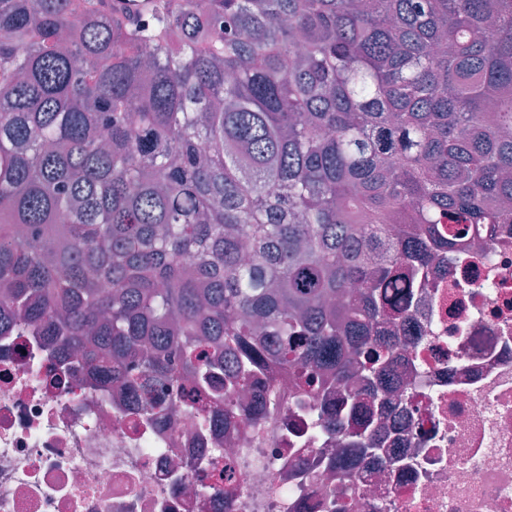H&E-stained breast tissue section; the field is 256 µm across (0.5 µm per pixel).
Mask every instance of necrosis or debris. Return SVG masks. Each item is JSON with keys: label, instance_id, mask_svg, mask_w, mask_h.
Here are the masks:
<instances>
[{"label": "necrosis or debris", "instance_id": "1", "mask_svg": "<svg viewBox=\"0 0 512 512\" xmlns=\"http://www.w3.org/2000/svg\"><path fill=\"white\" fill-rule=\"evenodd\" d=\"M480 258L436 264L418 289L388 390L384 458L343 476L336 442L306 426L293 374L266 388L262 426L155 388L140 392L60 358L37 333L0 334V512H512V224L479 236Z\"/></svg>", "mask_w": 512, "mask_h": 512}]
</instances>
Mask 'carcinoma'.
Wrapping results in <instances>:
<instances>
[{
    "instance_id": "obj_1",
    "label": "carcinoma",
    "mask_w": 512,
    "mask_h": 512,
    "mask_svg": "<svg viewBox=\"0 0 512 512\" xmlns=\"http://www.w3.org/2000/svg\"><path fill=\"white\" fill-rule=\"evenodd\" d=\"M486 224H512V0H0V330L147 414L166 378L259 426L290 371L336 388L307 429L336 469L379 459L415 289Z\"/></svg>"
}]
</instances>
